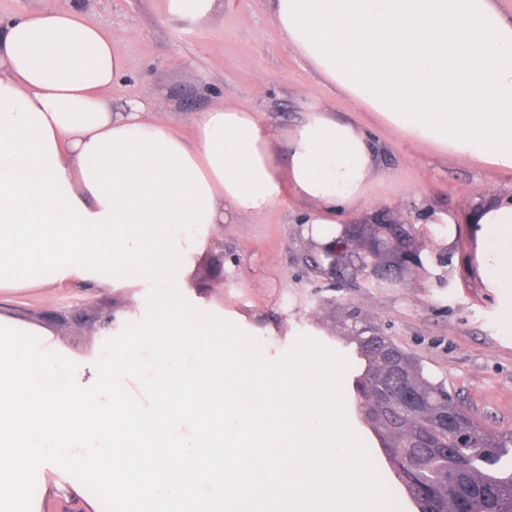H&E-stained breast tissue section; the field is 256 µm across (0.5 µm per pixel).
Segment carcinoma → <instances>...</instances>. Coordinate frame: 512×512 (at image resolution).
Here are the masks:
<instances>
[{
	"instance_id": "obj_1",
	"label": "carcinoma",
	"mask_w": 512,
	"mask_h": 512,
	"mask_svg": "<svg viewBox=\"0 0 512 512\" xmlns=\"http://www.w3.org/2000/svg\"><path fill=\"white\" fill-rule=\"evenodd\" d=\"M349 237L363 242L391 240L377 224H361ZM364 361L354 377L358 411L379 438L389 464L406 493L424 509L419 485L433 489L438 512H512V430L492 431L476 422L454 401L445 384L427 376L416 358L372 326L353 337ZM411 383L425 408L409 411L401 394ZM454 424H441L443 412Z\"/></svg>"
}]
</instances>
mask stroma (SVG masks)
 <instances>
[{"instance_id": "35a3bbf8", "label": "stroma", "mask_w": 512, "mask_h": 512, "mask_svg": "<svg viewBox=\"0 0 512 512\" xmlns=\"http://www.w3.org/2000/svg\"><path fill=\"white\" fill-rule=\"evenodd\" d=\"M83 11L106 34L116 35L115 47L126 62L110 92L113 107L165 94L172 124L185 134L196 112L219 102L256 112L277 135L316 106L367 127L382 147L380 164L387 175L372 191L375 206L412 223L422 245L421 264L407 270L397 287L373 288L361 281L329 287L317 269L321 258L303 233L306 207L290 194L266 213L224 225L223 278L213 277L206 257L197 265L192 287L222 295L225 311L278 323L280 335L259 341L278 357L303 335L348 354L349 313L359 311L414 354L435 381L445 382L483 426L512 429V335H505L500 323L506 300L473 273L469 225H460L458 243L450 250L437 240L444 225L417 221L425 205L447 212L483 200L491 188L511 190V176L410 144L371 113L355 110L288 47L270 0H233L202 23L170 15L166 0H85ZM123 303L109 286L75 283L56 289L52 301L25 298L14 308L42 317L78 350L95 337L101 312ZM343 392L351 427L393 490L391 505L396 512H417L359 417L351 378H344Z\"/></svg>"}]
</instances>
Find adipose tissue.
Returning a JSON list of instances; mask_svg holds the SVG:
<instances>
[{"label":"adipose tissue","instance_id":"ef3b65f1","mask_svg":"<svg viewBox=\"0 0 512 512\" xmlns=\"http://www.w3.org/2000/svg\"><path fill=\"white\" fill-rule=\"evenodd\" d=\"M276 26L293 51L360 110L404 140L470 157L512 174V12L499 0H272ZM115 39L89 23L80 4L0 19V89L21 92L53 134V156L78 202L104 212L88 189L80 155L93 137L137 128L186 151L208 186L213 214L197 260L222 224L259 215L294 190L308 206L306 232L330 242L331 225L371 209L382 180L380 151L367 130L323 108L283 134L286 167L271 156L272 134L256 113L222 103L192 119L193 136L171 126L161 100L113 108L109 92L125 61ZM426 224L476 238L475 273L512 292V192L491 190L459 211L427 209ZM39 512H102L60 473L43 472Z\"/></svg>","mask_w":512,"mask_h":512}]
</instances>
